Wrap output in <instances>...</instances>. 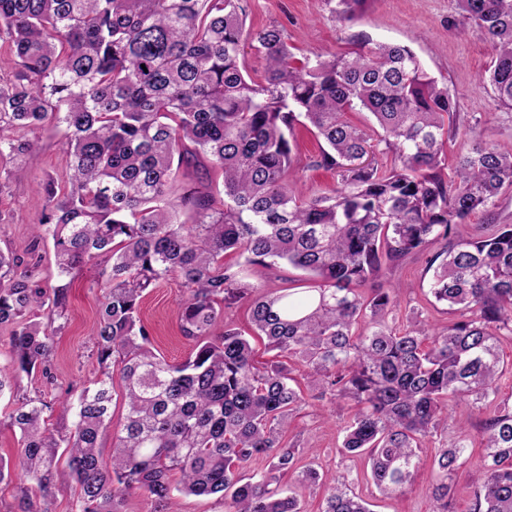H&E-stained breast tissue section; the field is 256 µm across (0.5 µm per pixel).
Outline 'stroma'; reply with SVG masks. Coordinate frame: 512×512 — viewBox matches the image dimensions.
Returning <instances> with one entry per match:
<instances>
[{
	"mask_svg": "<svg viewBox=\"0 0 512 512\" xmlns=\"http://www.w3.org/2000/svg\"><path fill=\"white\" fill-rule=\"evenodd\" d=\"M243 4L248 27L282 29L300 59L352 55L362 51L368 41L408 46L427 72L447 85L461 120L479 117L485 137L499 150L512 152V112L497 107L491 89L479 82L491 62L492 47L478 37L458 35L452 25L459 16L455 0H368L365 9L350 21L334 14L329 0H243ZM64 133V126L47 118L32 135L37 150L28 164L0 161V252L20 258L25 265H37L42 285L48 289L59 283L54 250L51 243L36 242L33 227L43 216L40 184L50 177L62 179L65 173ZM200 185L206 186L215 200H223L224 182L218 172L180 169L170 198L181 221H188L191 214L182 202L184 193ZM439 250V245H431L424 254L382 277L383 283L400 284L403 304L414 308L433 328L449 320L445 304L427 301L433 275L428 261ZM98 279L97 267L89 264L71 285L67 319L55 338L53 381H45L37 373L22 377L19 394L51 403L73 400L97 377L99 366L91 351V338L101 301ZM184 295L181 281L170 278L148 292L141 304V317L151 329L155 352L175 364L185 361L193 349L179 326ZM305 397L307 404L293 418L290 431L312 449L318 470L352 483L356 492L371 501L373 512H432L436 473L430 465L419 468L404 492L381 496L366 479L365 462L344 460L338 452L342 440L339 426L350 412L349 404L318 398L311 388L306 389Z\"/></svg>",
	"mask_w": 512,
	"mask_h": 512,
	"instance_id": "obj_1",
	"label": "stroma"
}]
</instances>
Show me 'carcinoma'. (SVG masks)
Returning <instances> with one entry per match:
<instances>
[{
	"label": "carcinoma",
	"instance_id": "1",
	"mask_svg": "<svg viewBox=\"0 0 512 512\" xmlns=\"http://www.w3.org/2000/svg\"><path fill=\"white\" fill-rule=\"evenodd\" d=\"M366 2L336 0L334 12L351 19ZM456 4L467 22L460 33L494 50L480 81L512 110V0ZM0 41L17 65L0 79V132H20L0 138V158L32 155L23 133L49 115L65 126L66 179L42 184L36 238L52 241L58 276L95 261L104 277L99 375L61 403L71 424L49 423L52 406L40 398L17 399L9 414L39 512H51L64 454L79 512H122L134 489L155 503L150 512H178L175 491L218 496L224 512H303L301 492L320 484L318 512H372L287 440L305 404L296 372L354 404L341 453L367 458L384 495L410 482L418 450L448 431L453 404L470 402L485 417L469 512H512V408L492 407L498 343L512 336V224L455 237L457 224L512 192V153L479 139L445 176V147L460 132L456 101L409 48L300 60L281 29L246 26L242 0H0ZM249 49L265 61L261 83L245 74ZM355 110L379 131L352 124ZM298 126L324 142L313 165L334 170L335 187L306 195L288 182ZM176 165L221 171L222 207L192 190L183 201L195 222L177 223L168 198ZM434 242L442 249L430 260L429 293L454 314L437 331L402 306L397 286L363 290ZM282 263L310 286L267 289L243 274ZM17 267L0 253V328L11 327L0 396L23 373L50 377L57 328L35 317L44 308L65 317L70 289L49 291ZM170 277L186 289L181 330L194 342L180 364L152 351L139 316L146 291ZM242 302L270 353L261 365L250 338L224 324V310ZM118 398L124 415L106 452ZM455 431L433 461L445 508L469 460L470 434Z\"/></svg>",
	"mask_w": 512,
	"mask_h": 512
}]
</instances>
